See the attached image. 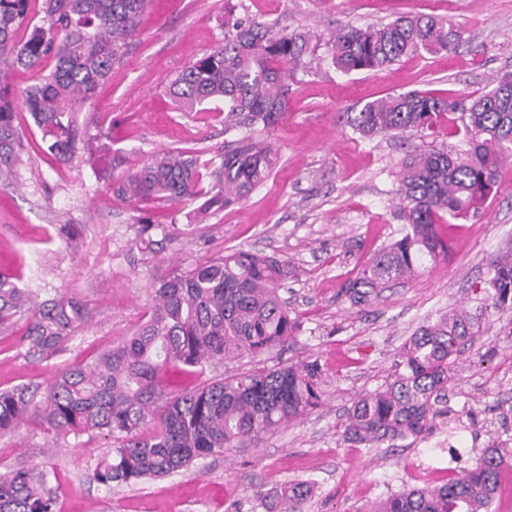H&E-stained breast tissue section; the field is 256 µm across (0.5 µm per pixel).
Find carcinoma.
I'll use <instances>...</instances> for the list:
<instances>
[{
  "instance_id": "carcinoma-1",
  "label": "carcinoma",
  "mask_w": 512,
  "mask_h": 512,
  "mask_svg": "<svg viewBox=\"0 0 512 512\" xmlns=\"http://www.w3.org/2000/svg\"><path fill=\"white\" fill-rule=\"evenodd\" d=\"M149 0H42L40 18L31 0H0V62L37 73L36 83L16 93L0 68V182L12 178L24 144L17 114H30L56 160L82 151L98 181L122 199L169 205L202 200L204 221L240 203L266 181L277 153L262 132L283 116L288 79L307 67L305 58L327 48L321 60L343 73L384 70L409 52H449L466 38L463 27L432 15H401L365 28L347 27L325 42L308 31L274 32L233 10L224 11L222 38L181 69L169 97L185 112H224L226 130L241 135L210 158L195 150L157 152L120 178L124 164L112 153L107 132L78 135V113L93 102L99 85L121 62ZM27 30L24 39L17 38ZM54 67L43 72V63ZM364 138L377 134L429 133L425 148L408 154L398 174L403 235L382 248L343 292L365 306L386 289L416 277L422 260L447 253L438 226L480 212L512 160V72L478 96L432 92L393 93L347 117ZM448 128L455 143L437 141ZM286 262L239 249L182 270L152 287L146 321L91 364L63 370L35 400L27 384L0 390V433L31 418L57 433L106 431L112 452L98 460L92 479L105 488L163 478L226 448H243L318 407L324 395L318 361L258 367L174 392L176 375H203L213 362L257 355L284 345L298 330L280 295ZM487 309H512V254L497 257L484 280ZM27 354L58 352L85 319L84 308L58 298L36 304L17 277L0 269V330L24 316ZM481 318L453 308L419 326L405 342L396 370L379 389L358 396L341 436L365 448L429 434L448 416V387L459 356L479 335ZM512 448L481 449L474 467L439 485L406 488L369 512H490ZM313 483L299 481L259 495L267 512H303ZM0 512H57L48 473L14 468L0 473Z\"/></svg>"
}]
</instances>
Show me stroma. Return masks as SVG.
<instances>
[{
    "label": "stroma",
    "instance_id": "obj_1",
    "mask_svg": "<svg viewBox=\"0 0 512 512\" xmlns=\"http://www.w3.org/2000/svg\"><path fill=\"white\" fill-rule=\"evenodd\" d=\"M225 1L151 0L123 63L79 114L80 127L111 129L112 148L127 167L174 148L213 156L236 139L225 132L223 114L177 111L166 93L173 75L221 38ZM229 1L258 21L325 37L404 14L449 16L470 40L451 52L405 55L383 72L344 74L328 63L297 71L268 137L278 155L271 177L201 224L187 223L177 205H134L112 195L80 158L55 161L29 113H19L26 153L13 185H0V266L39 300L67 298L86 317L47 359L27 355V319L0 332V389L24 383L47 391L61 370L90 363L135 331L148 315L152 285L171 269L240 248L287 262L282 295L300 329L285 346L213 364L204 377L312 360L326 376L318 407L259 442L130 486L108 489L91 478L95 461L112 450L107 433L64 437L27 423L0 435V471L53 470L58 512H265L257 493L302 480L315 483L304 512H367L392 492L440 484L472 467L482 448H512V310L484 316L458 365L448 418L430 434L377 448L340 436L353 400L384 382L413 331L448 309L476 308L489 262L512 250L511 161L481 212L447 227L444 258L369 305L352 306L341 289L398 238V166L424 139H364L346 115L392 92L490 90L499 73L512 71V0ZM141 215L157 225L148 248L136 241Z\"/></svg>",
    "mask_w": 512,
    "mask_h": 512
}]
</instances>
